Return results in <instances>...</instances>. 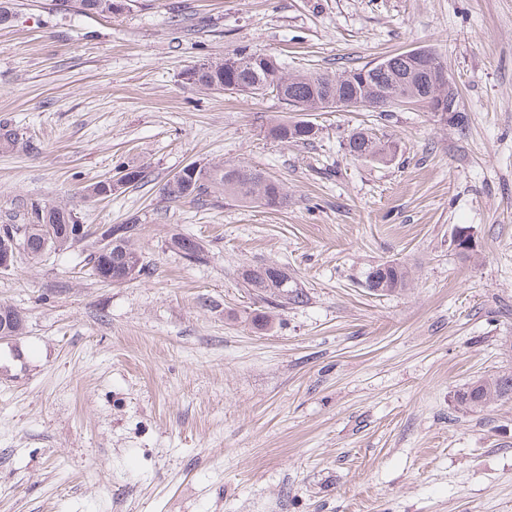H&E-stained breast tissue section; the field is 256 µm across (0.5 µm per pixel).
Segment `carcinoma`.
I'll return each mask as SVG.
<instances>
[{"label":"carcinoma","mask_w":512,"mask_h":512,"mask_svg":"<svg viewBox=\"0 0 512 512\" xmlns=\"http://www.w3.org/2000/svg\"><path fill=\"white\" fill-rule=\"evenodd\" d=\"M113 0H56V9L69 13L77 11L85 15L110 17ZM387 68L380 63L368 62L361 67L330 76L318 71L290 73L279 57L263 52H247L234 49L218 61L195 65L184 73V80L204 91L212 86H234L233 92L248 96L275 94L288 112H319L326 108L328 99L336 101H366L378 96H390L399 92L407 102H421L429 97L448 99L452 90L444 85L430 84L427 74L418 64L402 54L384 58ZM267 137L284 143L311 141L316 131L303 127V121L280 115L270 119L264 127ZM346 150L352 157L377 163L390 156L389 146L373 134L353 131L346 139ZM224 194L241 202L258 203L267 208H281L288 204V193L278 181L266 176L259 169L242 164L217 163L208 167H191L183 180L166 182L163 194L170 200L187 197H207ZM75 223L73 208L66 204H31V217L25 239L24 255L37 261L46 254L67 249L73 241L67 236L66 226ZM128 233L113 241L111 248L95 239L88 242L89 263L93 274L106 264L112 266L113 275L126 267L144 268L142 254L137 247L141 225L127 224ZM171 248L184 258L201 263L207 254L202 245L187 236L171 238ZM283 267L276 263L248 266L240 273L244 287L253 291L265 302L278 305H299L308 297L297 285L290 282L281 285L278 277ZM375 280L366 281V287L381 295L404 290L407 284L405 267L396 263H384L372 269ZM11 320H0V336H16L23 327L19 312H13ZM512 390V371H498L482 375L456 393L457 408L465 413L487 408L503 400V390Z\"/></svg>","instance_id":"1"}]
</instances>
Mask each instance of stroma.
Wrapping results in <instances>:
<instances>
[{"mask_svg": "<svg viewBox=\"0 0 512 512\" xmlns=\"http://www.w3.org/2000/svg\"><path fill=\"white\" fill-rule=\"evenodd\" d=\"M114 2L103 18L13 0L0 25V125L21 141L0 150V225L66 202L82 224H140L146 264L105 282L79 243L0 272L24 320L0 341V512H512V400L454 402L512 369V0ZM235 48L329 74L430 49L467 122L328 109L306 115L314 140L276 142V97L183 80ZM363 127L392 161L346 153ZM220 161L280 180L287 206L163 196ZM127 164L146 182L85 197ZM268 262L306 304L243 288ZM385 262L406 291L366 288ZM171 248L180 253L184 258L196 263L204 262L208 257L202 245L187 236L172 237ZM512 371H498L482 375L468 383L467 387L456 393L457 408L465 413L482 410L499 401L511 400L503 398V390L511 389Z\"/></svg>", "mask_w": 512, "mask_h": 512, "instance_id": "stroma-1", "label": "stroma"}]
</instances>
